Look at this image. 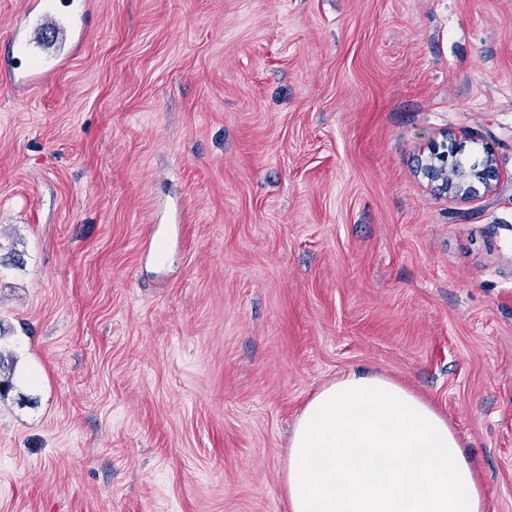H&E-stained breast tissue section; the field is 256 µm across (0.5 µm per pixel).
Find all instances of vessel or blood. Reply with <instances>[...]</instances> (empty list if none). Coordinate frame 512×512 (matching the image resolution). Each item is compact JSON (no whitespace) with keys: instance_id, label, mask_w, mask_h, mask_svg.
I'll use <instances>...</instances> for the list:
<instances>
[{"instance_id":"b4317fda","label":"vessel or blood","mask_w":512,"mask_h":512,"mask_svg":"<svg viewBox=\"0 0 512 512\" xmlns=\"http://www.w3.org/2000/svg\"><path fill=\"white\" fill-rule=\"evenodd\" d=\"M86 9L85 0H59L58 4L33 14L28 26H15L14 37L24 40L43 63L14 72L13 80L28 86L39 84L49 71L59 66L60 58L54 54V46L66 44L73 49L81 46L88 31L83 21Z\"/></svg>"}]
</instances>
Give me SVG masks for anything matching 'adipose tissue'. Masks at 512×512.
Instances as JSON below:
<instances>
[{
	"label": "adipose tissue",
	"instance_id": "obj_1",
	"mask_svg": "<svg viewBox=\"0 0 512 512\" xmlns=\"http://www.w3.org/2000/svg\"><path fill=\"white\" fill-rule=\"evenodd\" d=\"M284 485L289 512H487L474 464L447 417L362 370L306 403Z\"/></svg>",
	"mask_w": 512,
	"mask_h": 512
}]
</instances>
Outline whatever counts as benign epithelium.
<instances>
[{
    "label": "benign epithelium",
    "instance_id": "1",
    "mask_svg": "<svg viewBox=\"0 0 512 512\" xmlns=\"http://www.w3.org/2000/svg\"><path fill=\"white\" fill-rule=\"evenodd\" d=\"M455 150V145L445 142L441 147L434 148L420 168L422 175L442 194L469 196L477 193L481 188L486 192L492 191L496 172L490 150H485L484 167L474 174L448 170V153Z\"/></svg>",
    "mask_w": 512,
    "mask_h": 512
}]
</instances>
